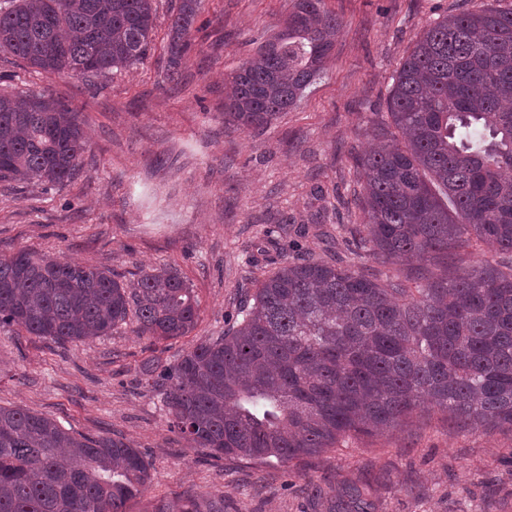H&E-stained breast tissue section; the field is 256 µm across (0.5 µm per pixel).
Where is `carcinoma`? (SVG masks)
I'll list each match as a JSON object with an SVG mask.
<instances>
[{
	"label": "carcinoma",
	"instance_id": "carcinoma-1",
	"mask_svg": "<svg viewBox=\"0 0 512 512\" xmlns=\"http://www.w3.org/2000/svg\"><path fill=\"white\" fill-rule=\"evenodd\" d=\"M154 0H12L0 52L50 73L105 77L143 59ZM200 0L170 19L167 72L194 49ZM341 30L324 0H294L283 28L236 69L224 124L264 130L325 69ZM382 144L356 159L363 182L356 256L287 261L234 323L175 364L145 370L170 427L214 458L281 462L349 435L409 422L424 403L469 428L512 432V8L463 11L417 37L393 77ZM87 150L80 113L52 95L0 93V181L69 180ZM496 262L459 272L462 250ZM156 340L184 336L199 305L168 268L121 281L109 269L30 250L0 256V328L57 343L108 336L129 316ZM150 464L117 437L0 406V512H125ZM312 498L322 512H376L371 488ZM149 512H224L187 496Z\"/></svg>",
	"mask_w": 512,
	"mask_h": 512
}]
</instances>
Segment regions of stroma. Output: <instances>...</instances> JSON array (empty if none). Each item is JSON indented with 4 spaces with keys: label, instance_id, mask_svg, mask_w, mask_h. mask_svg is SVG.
<instances>
[{
    "label": "stroma",
    "instance_id": "1",
    "mask_svg": "<svg viewBox=\"0 0 512 512\" xmlns=\"http://www.w3.org/2000/svg\"><path fill=\"white\" fill-rule=\"evenodd\" d=\"M491 2L512 8V0H325L343 22L325 70L262 132L225 128V80L259 36L281 28L291 0H202L195 49L176 82L166 39L179 0H155L147 55L105 78L47 73L0 52V92L70 102L88 139L80 171L51 191L0 181V255L35 249L123 280L166 266L199 303L195 328L167 340L136 336L128 324L77 345L0 331V406L138 448L152 481L127 512L187 493L223 498L224 512H315L299 491L308 481L326 490L371 483L377 512H512L510 432L461 429L430 411L313 458L215 459L170 430L142 376L147 359L174 364L234 321L263 274L251 255L320 254L322 224L348 236L361 221L355 158L387 120L392 75L429 23Z\"/></svg>",
    "mask_w": 512,
    "mask_h": 512
}]
</instances>
